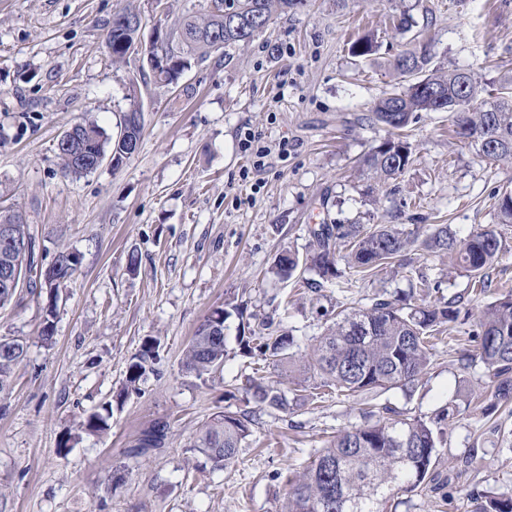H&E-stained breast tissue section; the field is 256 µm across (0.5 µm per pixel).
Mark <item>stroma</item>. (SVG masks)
Returning a JSON list of instances; mask_svg holds the SVG:
<instances>
[{"instance_id":"obj_1","label":"stroma","mask_w":512,"mask_h":512,"mask_svg":"<svg viewBox=\"0 0 512 512\" xmlns=\"http://www.w3.org/2000/svg\"><path fill=\"white\" fill-rule=\"evenodd\" d=\"M205 2L0 0V207L22 212L43 263L63 246L81 259L51 314L52 344L40 337L47 289L22 288L0 308V335L27 347L0 393V512H284L296 475L339 429L362 424L361 404L332 394L282 412L249 401L248 378L284 383L288 375L243 352L242 327L270 325L302 351L337 311L409 290L428 302L462 296L469 316L454 335L440 333L413 388L369 400L428 422L449 404L460 414L444 427L434 480L400 494L388 512H472V495L512 498V402L489 417L469 408L486 372L463 365L481 307L512 290V225L498 224L495 210L496 195L512 189V165L481 161L454 138L447 113L431 112L411 128L414 163L404 175L373 186L356 169L384 136L369 115L394 82L398 51L427 48L436 64L486 83L512 78V0H301L250 44L200 60L176 85L156 83L141 55L113 66L105 35L117 10L140 14L148 43L161 15L175 19ZM403 16L406 31L394 26ZM370 30L378 51L352 56L350 43ZM132 85L145 120L138 150L120 168L63 177L59 135L88 114L117 133ZM248 135L268 150L265 168L243 149ZM336 223L448 224L461 238L483 225L498 228L503 250L479 296L465 272L418 245L408 255L435 281L429 290L386 271L317 287L310 272L286 282L270 274L278 254L306 255L312 228ZM228 302L242 313L226 323L223 370L186 373L191 336ZM149 337L160 343L155 370L117 402L126 364ZM106 405L107 429L59 456V438ZM226 409L252 411L258 423L224 471L195 440ZM157 419L171 424L165 447L129 457ZM119 464L125 480L113 487Z\"/></svg>"}]
</instances>
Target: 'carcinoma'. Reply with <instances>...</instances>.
I'll use <instances>...</instances> for the list:
<instances>
[{
  "mask_svg": "<svg viewBox=\"0 0 512 512\" xmlns=\"http://www.w3.org/2000/svg\"><path fill=\"white\" fill-rule=\"evenodd\" d=\"M294 6V0H210L203 10H189L180 19L164 26L165 37L151 45V54L166 60V67L154 78L174 84L191 61L203 59L229 47L244 45L262 32L272 16ZM136 28L109 27L106 45L112 62L124 63L139 54ZM374 36L367 34L350 46L352 54H373ZM396 87L383 93L371 109L370 119L384 126L389 136L371 146L359 158L361 176L386 183L402 175L413 163L411 144L394 132L408 127L421 112H437L438 95H452L460 85L459 69L433 64L425 50L399 52L392 64ZM466 111L454 113V133L467 141L477 156L489 163H512V81L488 91L475 73H469L464 88ZM130 106L124 112L121 130L130 132L140 144L143 116L135 80H130ZM90 153H104L120 164L132 155L127 141L113 137L93 120H83L65 130L57 141L61 172L80 178L90 174L73 156V141ZM500 224H512V191L500 194L496 203ZM313 248L305 269L321 279H339L345 261L349 272L360 275L392 260L403 273H412L405 253L415 242L412 233L396 224H377L366 229L361 224H320L311 230ZM346 243L349 252L337 258V247ZM431 253L452 258L455 266L483 286L486 271L502 251L501 236L481 227L464 238L457 237L448 224H436L421 242ZM20 260V267L34 270L32 256L0 247V266L5 259ZM80 265L79 255L60 248L48 265L54 290L73 278ZM300 267L292 252L276 258L271 273L281 279L293 277ZM461 315L455 296L434 305L398 303L381 294L370 305L341 312L333 325L317 337L306 354L303 370L313 375L315 388L336 389L352 397L373 390L407 389L428 373L432 355L431 339L445 323H455ZM476 356L485 365L497 401L512 399V291L487 304L477 324ZM293 339L286 335L249 332L240 345L258 350L283 368L294 365L289 349ZM26 356L23 342L15 336L0 335V392L10 385L11 375ZM158 357L156 341L147 338L126 365V383L119 396L138 391V385ZM227 357L225 337L215 336L201 325L187 345L183 368L197 378L215 373ZM247 394L269 409L285 411L289 400L277 385L248 379ZM368 421L343 428L332 436L311 465L296 478L288 492L286 512H385V506L401 492L420 487L435 465L441 432L421 418L405 417L390 409L383 414L365 410ZM256 419L248 410L214 416L200 431L196 447L214 466L232 468L238 461L241 444L251 435ZM170 430L166 420H157L142 430L132 456L164 447ZM475 512H512V499L492 495L475 498Z\"/></svg>",
  "mask_w": 512,
  "mask_h": 512,
  "instance_id": "cac0c4a2",
  "label": "carcinoma"
}]
</instances>
